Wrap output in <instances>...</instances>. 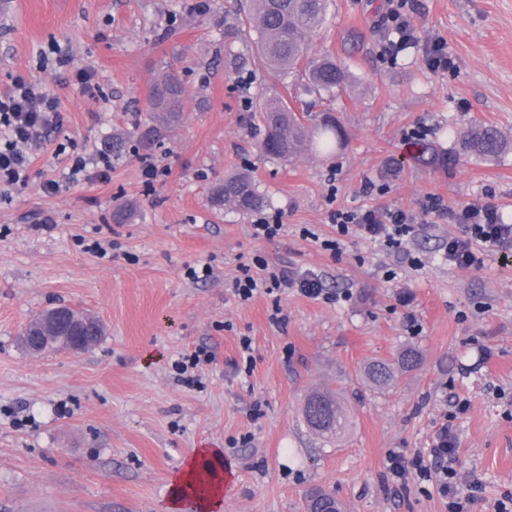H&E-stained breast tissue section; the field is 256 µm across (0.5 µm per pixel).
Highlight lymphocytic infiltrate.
<instances>
[{
	"label": "lymphocytic infiltrate",
	"instance_id": "f902f5d3",
	"mask_svg": "<svg viewBox=\"0 0 512 512\" xmlns=\"http://www.w3.org/2000/svg\"><path fill=\"white\" fill-rule=\"evenodd\" d=\"M62 124L58 98L43 87L21 76L14 77L9 88L0 93V187L25 184L32 165L31 147L46 141ZM462 224V235L449 238L445 257L450 265L469 267L476 261L474 247L485 243L512 250V224L502 223L496 209L465 206L455 212ZM337 238L324 241L330 251L338 250L344 236H357L369 241L398 244L416 231L414 212L393 207L382 211L355 208L336 214ZM240 301L251 300L258 293H272L280 288H294L306 297L328 303L340 301V294L324 288L321 278L312 272H287L269 267L264 260L245 265L232 284ZM457 437L451 427L441 425L429 450L431 462L427 472L435 474L442 497L448 501V512H471L481 489L478 478L461 480L456 469Z\"/></svg>",
	"mask_w": 512,
	"mask_h": 512
}]
</instances>
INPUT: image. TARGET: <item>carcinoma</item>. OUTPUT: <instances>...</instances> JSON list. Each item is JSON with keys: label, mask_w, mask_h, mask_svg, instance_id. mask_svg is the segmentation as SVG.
I'll list each match as a JSON object with an SVG mask.
<instances>
[{"label": "carcinoma", "mask_w": 512, "mask_h": 512, "mask_svg": "<svg viewBox=\"0 0 512 512\" xmlns=\"http://www.w3.org/2000/svg\"><path fill=\"white\" fill-rule=\"evenodd\" d=\"M329 0H248L244 23L258 34V49L268 69L276 75L302 72L304 91L314 98L339 97L346 85V74L336 61L323 55L309 59V37L326 23ZM185 89L175 72L153 83L148 100L151 123L132 145L133 151L148 150L181 126ZM256 119L265 129L262 150L271 157L290 160L304 153L329 154L343 138L336 116L330 112L312 114L289 106L282 96L266 97ZM463 153L491 162L498 160L512 144L494 125L474 123L460 136ZM209 203L218 212L229 207L243 214L262 209L267 200L245 175L227 176L216 182ZM418 353L407 348L395 362L376 360L363 368V378L373 387L388 386L397 373L412 370ZM303 419L316 434L333 439L343 434L348 416L338 397L329 393L309 395L302 410ZM307 512H342L336 497L321 488L305 496Z\"/></svg>", "instance_id": "carcinoma-1"}]
</instances>
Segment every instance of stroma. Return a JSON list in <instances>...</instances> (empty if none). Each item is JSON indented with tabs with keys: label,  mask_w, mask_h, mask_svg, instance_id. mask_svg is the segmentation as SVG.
Returning a JSON list of instances; mask_svg holds the SVG:
<instances>
[{
	"label": "stroma",
	"mask_w": 512,
	"mask_h": 512,
	"mask_svg": "<svg viewBox=\"0 0 512 512\" xmlns=\"http://www.w3.org/2000/svg\"><path fill=\"white\" fill-rule=\"evenodd\" d=\"M186 2L11 0L0 11V91L26 75L64 115L33 148L27 184L0 190V512H167L170 479L199 448L222 449L232 468L219 512H305L313 488L344 512H448L433 481L413 471L400 491L388 469L390 453L425 455L447 414L458 472L483 482L473 512H491L512 498V251L480 243V266L449 265L441 249L461 227L422 207L432 195L452 210L491 205L512 224V152L483 162L458 147L475 122L512 140V0H334L310 54L348 72L347 93L326 103L347 143L285 161L265 156L255 116L272 90L304 109L303 78L268 73L232 0H212L203 17ZM393 7L417 38L394 59L381 22ZM436 43L447 68L427 62ZM52 44L69 71L41 64ZM83 69L96 74L95 96L76 82ZM169 70L185 95L181 127L153 150L166 176L146 188L129 153L107 180L69 178L70 147L93 157L113 134L143 128L149 88ZM418 133L451 163H415ZM237 172L267 207L211 209L212 183ZM49 178L60 182L50 195ZM128 204L131 221L113 223ZM395 206L420 222L402 249L350 236L339 253L324 250L334 212ZM262 218L282 224L279 236H254ZM95 241L106 256L87 251ZM258 255L349 297L289 289L240 301L230 284ZM206 266L209 278H191ZM60 304L98 318L101 340L30 353L22 329ZM200 346L215 359L189 385L175 363ZM406 348L419 354L413 370L385 390L366 386V363ZM315 391L345 402L340 438L305 425Z\"/></svg>",
	"instance_id": "obj_1"
}]
</instances>
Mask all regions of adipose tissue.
Listing matches in <instances>:
<instances>
[{"mask_svg": "<svg viewBox=\"0 0 512 512\" xmlns=\"http://www.w3.org/2000/svg\"><path fill=\"white\" fill-rule=\"evenodd\" d=\"M229 473L220 449H198L171 478L168 512H180L189 498L196 512H214L222 503Z\"/></svg>", "mask_w": 512, "mask_h": 512, "instance_id": "1", "label": "adipose tissue"}]
</instances>
